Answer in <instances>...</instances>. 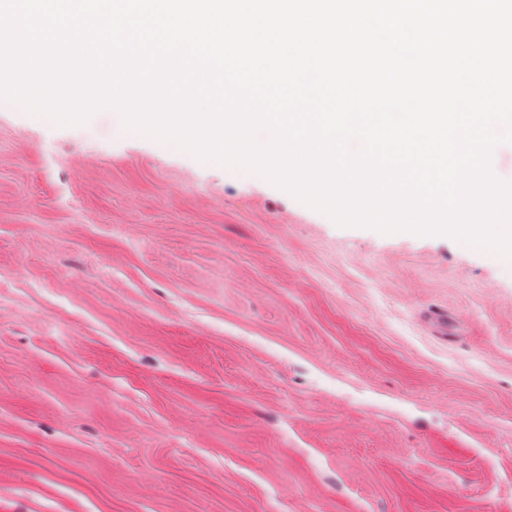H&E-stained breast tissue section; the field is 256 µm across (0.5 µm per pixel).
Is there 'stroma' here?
Instances as JSON below:
<instances>
[{"label":"stroma","mask_w":512,"mask_h":512,"mask_svg":"<svg viewBox=\"0 0 512 512\" xmlns=\"http://www.w3.org/2000/svg\"><path fill=\"white\" fill-rule=\"evenodd\" d=\"M0 512H512V268L0 100Z\"/></svg>","instance_id":"35a3bbf8"}]
</instances>
